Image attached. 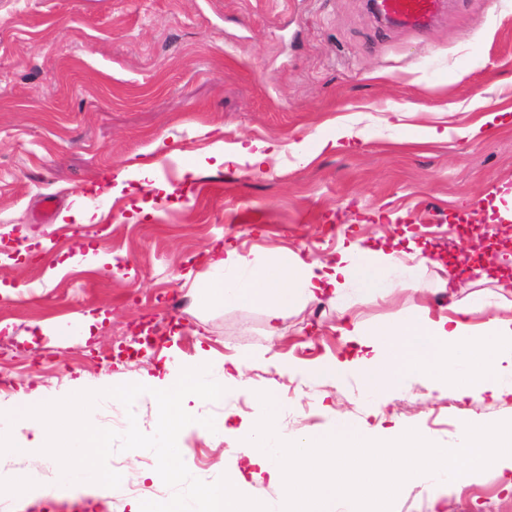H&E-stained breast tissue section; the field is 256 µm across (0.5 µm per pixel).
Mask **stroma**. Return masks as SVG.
<instances>
[{
  "instance_id": "1",
  "label": "stroma",
  "mask_w": 512,
  "mask_h": 512,
  "mask_svg": "<svg viewBox=\"0 0 512 512\" xmlns=\"http://www.w3.org/2000/svg\"><path fill=\"white\" fill-rule=\"evenodd\" d=\"M499 99V124L483 139L426 142L425 127L473 123L475 95ZM409 126L383 123L400 105ZM348 120L358 137L317 152L316 137ZM223 129L225 143L275 140L285 147L264 175L250 164H200ZM305 141L298 163L290 144ZM142 163L122 194L103 183L127 158ZM168 191L155 189V182ZM512 191V0H447L425 32L397 27L366 0H0V242L47 241L24 265L0 263V282L29 285L0 296V324L14 356L0 361L12 392L41 386L56 396L69 380L113 385L181 371L200 351L223 361L221 403L198 412L223 421L220 436L187 433L192 476L212 482L242 465L263 413L258 392L280 406L292 438L330 432L344 417L380 439L413 426L448 448L469 419L512 418V396L464 399L413 378L371 398L355 379L311 387L277 372L283 360H344L353 349L335 330L337 312L311 303L270 335L257 307L209 309L192 302L186 277L206 278L203 254L231 246L263 262L289 249L334 254L342 241L392 243L438 254L474 244L448 223L479 197ZM84 208L99 221L74 228L43 218L42 204ZM112 264H105V257ZM442 271H419L422 291L391 289L354 313L363 329L436 305ZM105 312L98 339L58 348L55 329H81ZM44 331L27 341L33 324ZM242 356L263 364L236 370ZM156 429L151 407L135 413ZM103 399L93 425L124 431L129 415ZM156 456L117 451L140 489L115 488L111 502L82 496L36 499L8 512H128L131 502L173 491L140 479ZM392 512H512V491L495 472L443 492L428 477L403 486Z\"/></svg>"
}]
</instances>
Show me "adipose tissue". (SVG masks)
Returning <instances> with one entry per match:
<instances>
[{"instance_id":"1","label":"adipose tissue","mask_w":512,"mask_h":512,"mask_svg":"<svg viewBox=\"0 0 512 512\" xmlns=\"http://www.w3.org/2000/svg\"><path fill=\"white\" fill-rule=\"evenodd\" d=\"M278 154L277 144L262 141L227 145L219 140L209 152L215 165L246 161L256 168ZM428 261L420 251L407 261L398 253L372 252L355 243L331 260L307 261L284 249L262 265L232 250L224 256L212 254L215 276L193 282L189 293L211 308L260 305L272 325L288 312L328 296L342 322L341 336L365 353L350 361L326 358L306 367L281 363L280 374L291 379L326 385L353 376L366 394L378 395L395 392L409 376L419 375L459 397L486 391L512 395V300L500 304L504 317L481 325L470 321L481 303L453 299L438 312L422 307L368 332L355 326L351 295L375 300L396 284L419 290L414 271Z\"/></svg>"}]
</instances>
